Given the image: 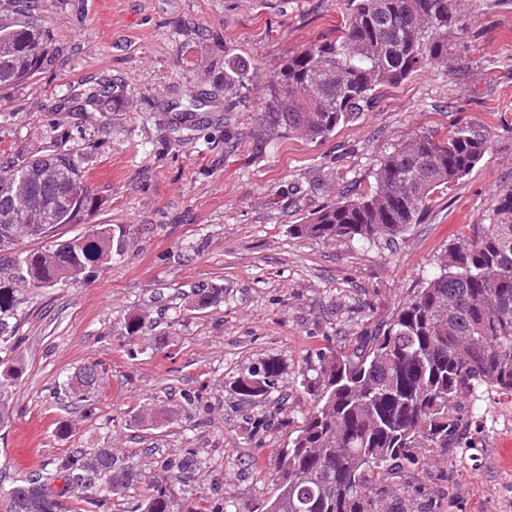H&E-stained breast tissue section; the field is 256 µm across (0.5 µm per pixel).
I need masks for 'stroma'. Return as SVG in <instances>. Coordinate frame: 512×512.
Segmentation results:
<instances>
[{
    "label": "stroma",
    "instance_id": "obj_1",
    "mask_svg": "<svg viewBox=\"0 0 512 512\" xmlns=\"http://www.w3.org/2000/svg\"><path fill=\"white\" fill-rule=\"evenodd\" d=\"M58 52L34 81L0 100V158L32 146L75 152L101 206L90 224H119L129 246L87 277L20 291L0 362L23 360L0 426V487L75 448H110L142 474L93 505L55 483L64 512H135L152 484L176 512H256L269 497L275 449L309 408L305 363L318 349L351 351L373 335L434 259L488 221L512 189V2L470 7L467 34L449 33L444 64L381 87L370 111L311 143L289 137L257 153L256 106L288 54L339 34L348 0H41ZM247 65L243 89L224 93V64ZM118 80L125 108L100 111L89 91ZM204 99L189 110L188 98ZM488 129L490 149L470 175L432 202L393 246L303 238L291 227L367 188L379 160L421 131ZM219 286L214 305L182 297ZM141 315L140 338L122 333ZM276 360L264 400L234 378ZM97 364L99 387L67 397V381ZM476 426L456 447L430 452L384 501L386 512H512V395L479 387ZM193 480L169 464L186 451Z\"/></svg>",
    "mask_w": 512,
    "mask_h": 512
}]
</instances>
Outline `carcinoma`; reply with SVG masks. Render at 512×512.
<instances>
[{
  "label": "carcinoma",
  "mask_w": 512,
  "mask_h": 512,
  "mask_svg": "<svg viewBox=\"0 0 512 512\" xmlns=\"http://www.w3.org/2000/svg\"><path fill=\"white\" fill-rule=\"evenodd\" d=\"M0 10V99L33 80L54 54L39 0H10ZM462 0H349L341 34L311 44L279 65L257 104L256 147L290 136L321 141L352 122L377 98L428 64L448 61V31L466 32ZM245 66L224 64V85L244 81ZM92 97L105 112L124 103L122 86L103 82ZM487 134L459 126L443 138L432 133L403 141L380 160L375 186L315 212L296 235L322 240L392 242L420 222L434 194L468 175L489 149ZM100 207L86 170L70 150L43 147L0 162V252L22 238L42 239L80 224ZM126 231L95 224L80 237L57 238L0 262V342L10 339L18 299L8 282L41 289L65 285L125 252ZM438 272L408 293L374 336L352 351L327 350L307 364L302 384L309 409L295 436L275 449L274 490L261 512H383L377 480L412 467L434 448L456 442L463 418L474 415L464 399L485 385L512 393V191L495 196L489 223L450 245ZM192 308L224 296L199 288ZM23 362L0 364V424L9 421L8 394ZM280 364L269 360L232 382L242 396L272 392ZM100 383L94 364L66 391L85 397ZM198 463L189 455L175 478L187 481ZM67 492L122 494L139 480L110 448H75L53 470L30 473L0 490V512H62L55 480ZM139 512H174L157 489Z\"/></svg>",
  "instance_id": "cac0c4a2"
}]
</instances>
